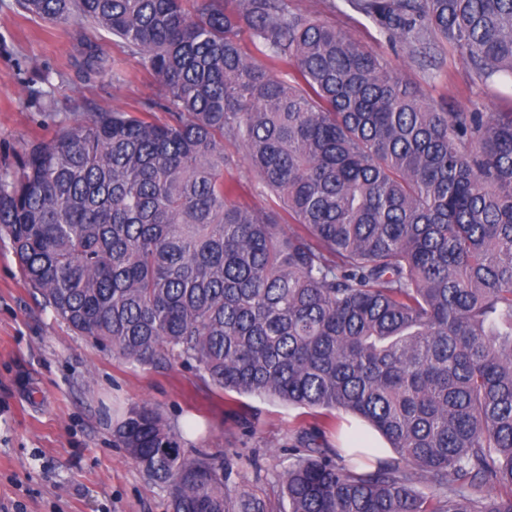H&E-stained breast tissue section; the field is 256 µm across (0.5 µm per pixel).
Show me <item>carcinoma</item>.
<instances>
[{
  "instance_id": "1",
  "label": "carcinoma",
  "mask_w": 512,
  "mask_h": 512,
  "mask_svg": "<svg viewBox=\"0 0 512 512\" xmlns=\"http://www.w3.org/2000/svg\"><path fill=\"white\" fill-rule=\"evenodd\" d=\"M186 2L16 0L112 33L158 87L135 112L85 106L0 173L23 277L130 363H193L218 391L327 411L278 475L289 512H512V105L439 109L288 0ZM342 2L421 64L443 41L483 85L512 84V0ZM245 27L264 60L242 52ZM80 42L86 77L123 80ZM29 83L60 111L50 72ZM226 142L277 209L240 201ZM334 410L393 456L325 443ZM113 435L171 512H272L155 408Z\"/></svg>"
}]
</instances>
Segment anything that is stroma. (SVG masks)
I'll return each instance as SVG.
<instances>
[{
    "instance_id": "35a3bbf8",
    "label": "stroma",
    "mask_w": 512,
    "mask_h": 512,
    "mask_svg": "<svg viewBox=\"0 0 512 512\" xmlns=\"http://www.w3.org/2000/svg\"><path fill=\"white\" fill-rule=\"evenodd\" d=\"M382 55L427 99L456 112L476 104L504 112L512 104L474 79L460 54L440 44L436 65L411 63L359 13L329 0H289ZM92 39L122 68L85 80L73 28L31 18L15 0H0V171L28 146L51 137L66 115L47 113L21 93L31 70L55 72V96L79 107L137 109L157 92L138 58L112 34ZM148 405L182 429L185 454L222 452L239 490L286 512L278 475L299 427L314 424L303 410L267 398L220 392L188 365L141 367L74 334L45 309L22 278L9 239H0V512H170L165 487L149 483L114 440L124 410Z\"/></svg>"
}]
</instances>
